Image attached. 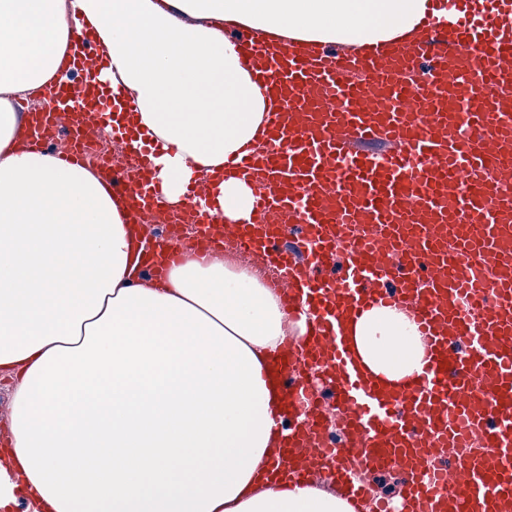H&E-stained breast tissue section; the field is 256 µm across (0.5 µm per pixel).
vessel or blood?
<instances>
[{
  "instance_id": "obj_1",
  "label": "vessel or blood",
  "mask_w": 512,
  "mask_h": 512,
  "mask_svg": "<svg viewBox=\"0 0 512 512\" xmlns=\"http://www.w3.org/2000/svg\"><path fill=\"white\" fill-rule=\"evenodd\" d=\"M423 38L309 55L286 40L237 32L242 67L279 102L259 132L265 151L228 160L252 186L251 219L215 213L207 188L163 203L150 143L119 168L82 144L122 111L99 74L105 51L75 41L46 104L24 124L39 150L66 133L69 165L94 163L130 222L151 241L149 275L175 256L161 224L196 227L198 255L256 254L305 337L269 358L282 390L283 449L267 476L332 485L354 504L369 489L355 465L406 477L382 512H512V0H429ZM404 306L422 334V371L408 386L374 379L351 322ZM330 389L348 442L331 448L317 405Z\"/></svg>"
}]
</instances>
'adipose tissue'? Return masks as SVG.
Returning <instances> with one entry per match:
<instances>
[{"mask_svg": "<svg viewBox=\"0 0 512 512\" xmlns=\"http://www.w3.org/2000/svg\"><path fill=\"white\" fill-rule=\"evenodd\" d=\"M428 0H0V373L13 383L0 450V512H355L310 482L278 485L269 355L304 336L249 269L184 248L145 283L144 230L83 166L21 149L16 101L57 78L72 36L102 45V76L146 129L164 202L194 174L260 149L275 101L224 29L355 50L412 38ZM243 177L219 183L225 219L249 213ZM364 367L398 382L421 369L406 312L354 328Z\"/></svg>", "mask_w": 512, "mask_h": 512, "instance_id": "obj_1", "label": "adipose tissue"}]
</instances>
